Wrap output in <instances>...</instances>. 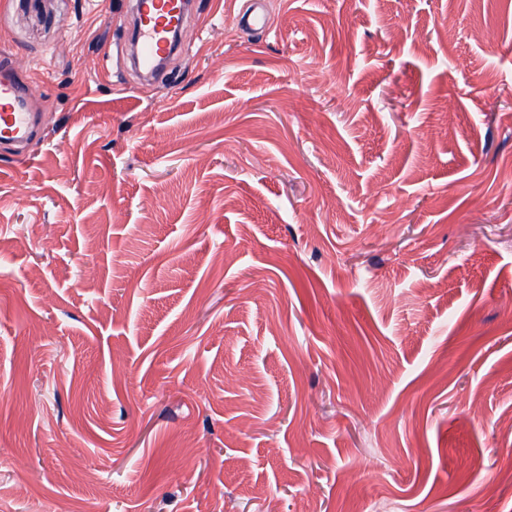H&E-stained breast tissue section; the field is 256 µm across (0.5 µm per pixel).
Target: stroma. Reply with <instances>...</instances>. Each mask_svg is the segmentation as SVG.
I'll return each mask as SVG.
<instances>
[{"label":"stroma","mask_w":512,"mask_h":512,"mask_svg":"<svg viewBox=\"0 0 512 512\" xmlns=\"http://www.w3.org/2000/svg\"><path fill=\"white\" fill-rule=\"evenodd\" d=\"M0 0V512H512V0ZM134 7L138 16L142 62L154 66L157 60L165 59L173 51L169 32L183 29L186 0H138ZM20 69L8 54L0 55V139L26 141L32 136L29 112L24 110V99L31 93V86L24 82Z\"/></svg>","instance_id":"35a3bbf8"}]
</instances>
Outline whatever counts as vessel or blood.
I'll return each instance as SVG.
<instances>
[{
	"label": "vessel or blood",
	"instance_id": "vessel-or-blood-1",
	"mask_svg": "<svg viewBox=\"0 0 512 512\" xmlns=\"http://www.w3.org/2000/svg\"><path fill=\"white\" fill-rule=\"evenodd\" d=\"M134 7L141 59L145 65L152 66L172 53L170 32L183 28L186 0H135ZM21 74L10 55H0V139L4 141H25L32 136L31 118L24 110V100L31 87Z\"/></svg>",
	"mask_w": 512,
	"mask_h": 512
}]
</instances>
